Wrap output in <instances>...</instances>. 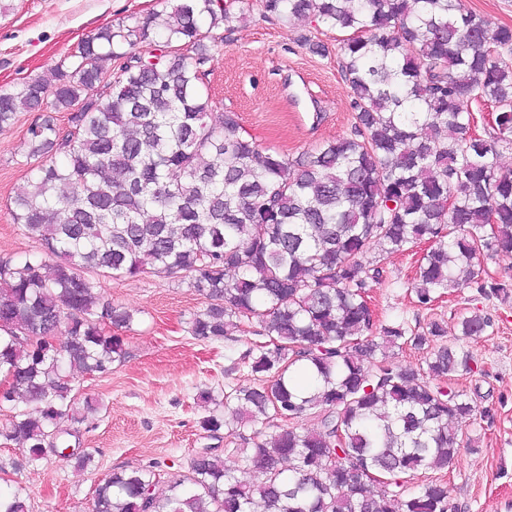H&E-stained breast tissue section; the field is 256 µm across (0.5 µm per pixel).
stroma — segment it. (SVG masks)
Masks as SVG:
<instances>
[{
    "mask_svg": "<svg viewBox=\"0 0 512 512\" xmlns=\"http://www.w3.org/2000/svg\"><path fill=\"white\" fill-rule=\"evenodd\" d=\"M234 16L212 45L210 87L216 96L212 121L237 113L241 132L263 147L297 157L328 140L350 135L354 123L350 88L337 44L340 34L316 22L283 23L264 17L259 0H225ZM163 0H0V89L14 91L55 65L82 38L99 29L136 26L163 10ZM323 45L312 52L311 43ZM47 110L21 113L18 122L0 129V258L40 253L36 237L14 223L10 202L29 186L31 163L24 138L28 127L50 116ZM65 124V113L52 114ZM426 251L418 245L386 257L384 280L369 291L379 320L402 318L411 326L438 320L447 338L470 357L472 371L454 378L478 408L493 419L475 420L466 433L474 447L462 449L448 471L449 499L455 512H512V297L477 294L472 289L444 296L431 308L417 306L407 286ZM113 302L134 313L124 333L126 356L109 375L75 374L79 397L101 403L79 423L82 447L96 466L76 469L56 455L10 469L15 446L0 445V484L20 483L29 495L30 512H88L95 488L110 472L156 467L187 473L202 448L215 449L234 465L232 437L252 429L230 421L217 435L199 427L208 406L201 392L251 381L246 366L230 360L254 337L248 332L200 342L187 331L190 316L206 298L174 276L150 274L136 280L101 279ZM490 317L485 335L462 338L458 324L473 313Z\"/></svg>",
    "mask_w": 512,
    "mask_h": 512,
    "instance_id": "1",
    "label": "stroma"
}]
</instances>
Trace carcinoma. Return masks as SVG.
Masks as SVG:
<instances>
[{"label":"carcinoma","instance_id":"cac0c4a2","mask_svg":"<svg viewBox=\"0 0 512 512\" xmlns=\"http://www.w3.org/2000/svg\"><path fill=\"white\" fill-rule=\"evenodd\" d=\"M262 6L345 34L350 135L291 158L241 135L234 112L211 121L205 40L232 22L220 0H173L158 22L102 29L51 78L0 92V128L44 105L67 113L65 127L27 129L37 165L12 201L14 223L55 262L0 260V373L12 380L0 441L33 463L61 447L64 422L99 409L79 406L73 374L112 373L125 358L117 329L134 315L86 273L175 275L208 300L189 319L194 339L245 326L262 337L239 354L253 382L223 402L255 426L252 447L236 449L234 468L209 451L185 474L114 471L92 512H448L447 484L418 476L453 466L471 445L463 427L489 411L448 384L471 367L442 323H381L367 296L386 256L420 244L419 307L461 288L512 294L481 271L482 257L512 253V171L497 165L512 147V27L462 0ZM137 43L146 49L125 50ZM471 100L495 108L480 137ZM488 326L472 314L461 334ZM407 346L430 348L425 365L395 361ZM308 414L317 427L302 431ZM224 426L216 410L200 421L212 435ZM0 512H29L22 487L0 489Z\"/></svg>","mask_w":512,"mask_h":512}]
</instances>
